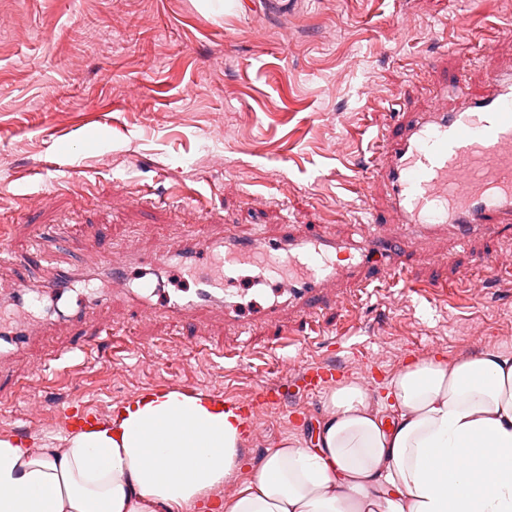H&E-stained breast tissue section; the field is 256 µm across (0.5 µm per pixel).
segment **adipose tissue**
Listing matches in <instances>:
<instances>
[{
	"instance_id": "obj_1",
	"label": "adipose tissue",
	"mask_w": 512,
	"mask_h": 512,
	"mask_svg": "<svg viewBox=\"0 0 512 512\" xmlns=\"http://www.w3.org/2000/svg\"><path fill=\"white\" fill-rule=\"evenodd\" d=\"M323 407L314 445L240 484L244 421L212 397L139 396L59 448L0 439V512H512V353L419 356L382 400L344 382Z\"/></svg>"
}]
</instances>
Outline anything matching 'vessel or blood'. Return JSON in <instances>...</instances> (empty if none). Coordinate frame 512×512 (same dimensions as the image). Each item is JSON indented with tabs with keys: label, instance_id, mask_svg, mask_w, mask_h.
<instances>
[{
	"label": "vessel or blood",
	"instance_id": "1",
	"mask_svg": "<svg viewBox=\"0 0 512 512\" xmlns=\"http://www.w3.org/2000/svg\"><path fill=\"white\" fill-rule=\"evenodd\" d=\"M484 85L485 92L474 95L467 78H460L449 95L440 96L428 110L408 113L373 142L389 208L397 218L394 230L380 227L373 215V232L354 243L303 234L293 224L271 242L247 241L231 232L215 240L191 236L176 251L151 259L159 268L178 261L194 280L191 294L154 305V291L130 287L110 258L105 263L109 285L79 295L75 305L61 312V320L78 323L88 309L120 299L175 323L210 306L220 307L225 318L236 322L240 308L224 284L245 265L263 276L288 278L282 299L258 308L254 321H279L288 306L305 316L313 331L320 327V312L335 306L333 286L341 276L360 278L366 289L400 285L416 291L406 260L410 249L445 234L464 251L474 240L512 225V67L487 71ZM69 280L66 273L48 284L22 280L11 293H0V312L14 313L10 321L0 322V359L41 332L22 311L26 301L63 296ZM276 400L275 390L262 387L238 406L252 417Z\"/></svg>",
	"mask_w": 512,
	"mask_h": 512
}]
</instances>
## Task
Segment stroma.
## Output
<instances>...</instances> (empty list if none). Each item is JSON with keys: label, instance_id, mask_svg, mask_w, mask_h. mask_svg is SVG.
Masks as SVG:
<instances>
[{"label": "stroma", "instance_id": "1", "mask_svg": "<svg viewBox=\"0 0 512 512\" xmlns=\"http://www.w3.org/2000/svg\"><path fill=\"white\" fill-rule=\"evenodd\" d=\"M0 0V239L23 262L0 267V290L17 276H49L31 228L66 243L54 259L97 272L101 250L171 249L189 232L275 236L284 224L359 233L364 213L351 187L369 177L368 145L441 86L467 73L475 92L491 68L512 65V40L481 42L488 20L512 26L505 0ZM467 16V27L456 23ZM203 200L182 211L178 189ZM512 252V229L468 251L438 240L410 257L420 284L455 288V301L399 288L365 296L350 279L306 337L303 319L250 335L206 311L182 325L121 315L130 349L74 357L76 336L56 324L0 364V438L34 450L58 445L71 416L106 419L141 394L181 381L232 401L258 384L280 403L260 412L261 439L241 450L238 481L267 451L309 441L323 394L305 395L300 368L325 365L337 380L382 383L413 356L448 359L512 351V278L477 258ZM298 342L280 347L278 330ZM61 373L44 385L50 351ZM54 416L52 429L39 427Z\"/></svg>", "mask_w": 512, "mask_h": 512}]
</instances>
